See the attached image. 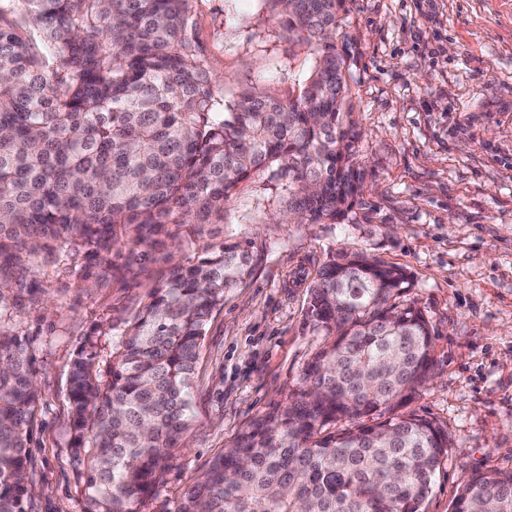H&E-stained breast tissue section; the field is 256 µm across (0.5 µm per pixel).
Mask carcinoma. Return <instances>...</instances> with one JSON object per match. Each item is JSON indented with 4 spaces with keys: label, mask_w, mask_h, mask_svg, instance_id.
<instances>
[{
    "label": "carcinoma",
    "mask_w": 512,
    "mask_h": 512,
    "mask_svg": "<svg viewBox=\"0 0 512 512\" xmlns=\"http://www.w3.org/2000/svg\"><path fill=\"white\" fill-rule=\"evenodd\" d=\"M0 0V289L64 249L112 267L120 243L170 224H215L240 184L268 173L256 207L297 224H342L360 191L336 40L347 0H268L314 53L286 102L226 101L197 58L189 0ZM43 34L48 51L34 50ZM254 243L225 240L175 264L122 332H92L70 365L71 451L83 512H138L188 424L205 327L252 273ZM403 269L335 253L309 286L325 336L282 413L244 429L177 512H420L448 433L399 414L430 378L432 325L397 302ZM39 399L26 347L0 329V512H27ZM377 420L371 424L367 417ZM452 512H512V470L465 479Z\"/></svg>",
    "instance_id": "1"
}]
</instances>
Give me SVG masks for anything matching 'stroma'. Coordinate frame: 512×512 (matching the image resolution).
<instances>
[{
	"label": "stroma",
	"instance_id": "35a3bbf8",
	"mask_svg": "<svg viewBox=\"0 0 512 512\" xmlns=\"http://www.w3.org/2000/svg\"><path fill=\"white\" fill-rule=\"evenodd\" d=\"M342 23L361 132L350 221L283 223L256 208L257 175L223 223L172 226L142 259L118 246L108 271L40 256L0 293V328L23 340L40 393L31 512H82L68 372L84 337L124 329L174 262L228 238L255 242L254 271L205 328L189 423L142 512H176L212 459L300 388L324 342L306 317L307 281L341 250L406 268L402 299L434 329L431 379L411 408L442 425L449 446L423 512H451L472 473L512 470V0H348ZM189 28L228 100L245 90L288 100L293 74L314 61L266 0H189Z\"/></svg>",
	"mask_w": 512,
	"mask_h": 512
}]
</instances>
